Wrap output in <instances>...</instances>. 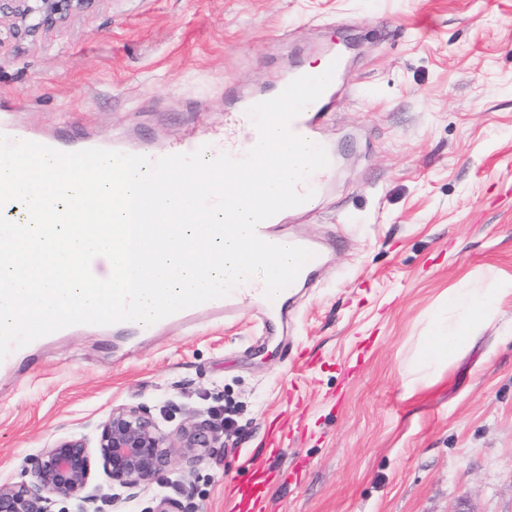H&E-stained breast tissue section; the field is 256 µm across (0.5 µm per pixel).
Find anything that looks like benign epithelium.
Here are the masks:
<instances>
[{
    "label": "benign epithelium",
    "mask_w": 512,
    "mask_h": 512,
    "mask_svg": "<svg viewBox=\"0 0 512 512\" xmlns=\"http://www.w3.org/2000/svg\"><path fill=\"white\" fill-rule=\"evenodd\" d=\"M100 0H0V43H34ZM224 447V428L188 420L175 435L164 432L139 407L112 408L99 426L95 447L86 438L62 440L24 461L32 481L1 482L0 512H52L57 503L77 502L76 512H99L97 495L87 494L94 466H101L112 486V504L131 508L174 454L191 461L214 456ZM149 512H188L175 500L157 495Z\"/></svg>",
    "instance_id": "benign-epithelium-1"
}]
</instances>
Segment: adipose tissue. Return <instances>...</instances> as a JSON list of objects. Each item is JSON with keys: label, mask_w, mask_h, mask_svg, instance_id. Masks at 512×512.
Returning <instances> with one entry per match:
<instances>
[{"label": "adipose tissue", "mask_w": 512, "mask_h": 512, "mask_svg": "<svg viewBox=\"0 0 512 512\" xmlns=\"http://www.w3.org/2000/svg\"><path fill=\"white\" fill-rule=\"evenodd\" d=\"M512 294V276L500 277L493 288H453L448 315H432L424 346L412 360V387L428 384L498 319V300Z\"/></svg>", "instance_id": "obj_1"}]
</instances>
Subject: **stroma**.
I'll return each instance as SVG.
<instances>
[{
    "label": "stroma",
    "mask_w": 512,
    "mask_h": 512,
    "mask_svg": "<svg viewBox=\"0 0 512 512\" xmlns=\"http://www.w3.org/2000/svg\"><path fill=\"white\" fill-rule=\"evenodd\" d=\"M345 92L324 124L349 144L335 183L287 230L324 243L275 336L263 311L117 336L80 328L0 367V478L118 405L175 431L225 421L138 499L229 512L268 463L270 512H512V294L429 386L408 369L449 289L512 276V0H101L36 44L0 45V132L102 145L220 144L232 98L327 48ZM285 452L268 459L270 434Z\"/></svg>",
    "instance_id": "obj_1"
}]
</instances>
